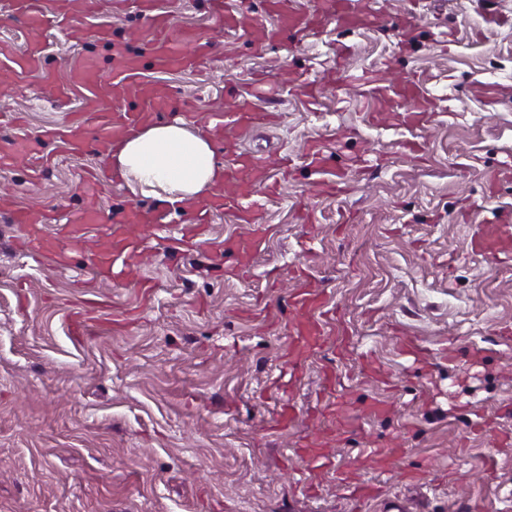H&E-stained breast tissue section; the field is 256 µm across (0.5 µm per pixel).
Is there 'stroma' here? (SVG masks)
I'll use <instances>...</instances> for the list:
<instances>
[{"label":"stroma","mask_w":512,"mask_h":512,"mask_svg":"<svg viewBox=\"0 0 512 512\" xmlns=\"http://www.w3.org/2000/svg\"><path fill=\"white\" fill-rule=\"evenodd\" d=\"M97 2L80 37L50 28L35 48L0 0V113L24 116L8 132L24 154L0 188L53 214L50 233L89 203L102 214L56 267L23 255L24 228L0 211V512H353L346 471L407 512L477 500L512 512V340L496 334L512 329V261L473 252L460 221L512 209V177L488 180L512 156V0H386L377 26L322 19L261 50L243 29L262 0L232 30L213 25L211 0H162L198 36L186 52L208 47L191 71L156 69L132 0ZM119 47L171 100L192 101L202 131L246 100L276 115L271 129L211 137L217 164L251 151L269 168L251 222L213 207L206 224L172 212L130 225L147 292L91 259L116 243L114 215L152 212L155 198L120 180L88 197L82 176L111 170L106 155L57 157L38 177L25 157L54 154L45 130L82 114L56 90L74 60L107 80ZM31 52L39 68L18 81L10 62ZM371 76L426 77L428 122L403 124L407 99L378 105ZM379 109L388 122L372 119ZM199 233L236 243L214 259L170 252L171 238ZM305 279L332 316L293 359L309 314L290 298ZM403 336L428 361L402 352ZM371 448L397 454L385 463ZM312 450L329 466L309 469Z\"/></svg>","instance_id":"35a3bbf8"}]
</instances>
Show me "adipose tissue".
<instances>
[{
  "mask_svg": "<svg viewBox=\"0 0 512 512\" xmlns=\"http://www.w3.org/2000/svg\"><path fill=\"white\" fill-rule=\"evenodd\" d=\"M113 159L133 192L160 200H198L221 182L210 138L179 118L123 138Z\"/></svg>",
  "mask_w": 512,
  "mask_h": 512,
  "instance_id": "ef3b65f1",
  "label": "adipose tissue"
}]
</instances>
